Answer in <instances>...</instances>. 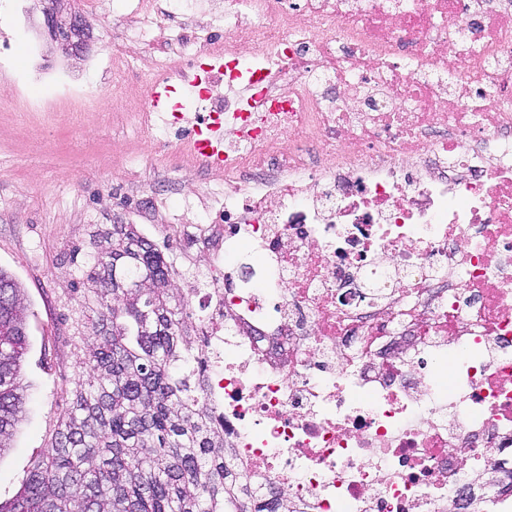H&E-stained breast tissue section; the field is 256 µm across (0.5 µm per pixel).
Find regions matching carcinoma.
I'll use <instances>...</instances> for the list:
<instances>
[{
    "label": "carcinoma",
    "instance_id": "carcinoma-1",
    "mask_svg": "<svg viewBox=\"0 0 512 512\" xmlns=\"http://www.w3.org/2000/svg\"><path fill=\"white\" fill-rule=\"evenodd\" d=\"M82 270L85 378L42 460L0 512H295L248 493L208 406L195 289L135 224L90 242ZM23 288L0 269V449L24 409Z\"/></svg>",
    "mask_w": 512,
    "mask_h": 512
}]
</instances>
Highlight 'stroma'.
Segmentation results:
<instances>
[{
	"instance_id": "stroma-1",
	"label": "stroma",
	"mask_w": 512,
	"mask_h": 512,
	"mask_svg": "<svg viewBox=\"0 0 512 512\" xmlns=\"http://www.w3.org/2000/svg\"><path fill=\"white\" fill-rule=\"evenodd\" d=\"M91 18L94 39L83 61L61 59L72 84L106 93L111 74L102 58L123 44L128 0H101ZM35 0H0L14 25L9 67L24 78L31 62L28 39L40 30ZM104 102L84 115V127L69 113L58 115L54 136L24 123L18 113L0 112V268L21 284L31 315L29 350L22 372L24 417L8 448L0 451V502L20 492L28 473L51 444L67 407V392L83 375L78 325L83 293L77 288L84 254L94 231L108 224H135L179 260L173 243L156 221L157 212L189 213L192 223H211L207 203L187 206L189 190L205 195L222 189L219 179L174 174L172 159L141 151L129 115Z\"/></svg>"
}]
</instances>
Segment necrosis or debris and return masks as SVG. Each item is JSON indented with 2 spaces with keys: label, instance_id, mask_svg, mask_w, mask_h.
Here are the masks:
<instances>
[{
  "label": "necrosis or debris",
  "instance_id": "necrosis-or-debris-1",
  "mask_svg": "<svg viewBox=\"0 0 512 512\" xmlns=\"http://www.w3.org/2000/svg\"><path fill=\"white\" fill-rule=\"evenodd\" d=\"M170 0H131L134 41ZM113 101L196 172L148 88L222 115L215 221L164 219L199 298L206 401L265 498L297 512H471L512 499V0H225ZM223 57L221 70L201 61ZM261 252L260 287L230 258Z\"/></svg>",
  "mask_w": 512,
  "mask_h": 512
}]
</instances>
